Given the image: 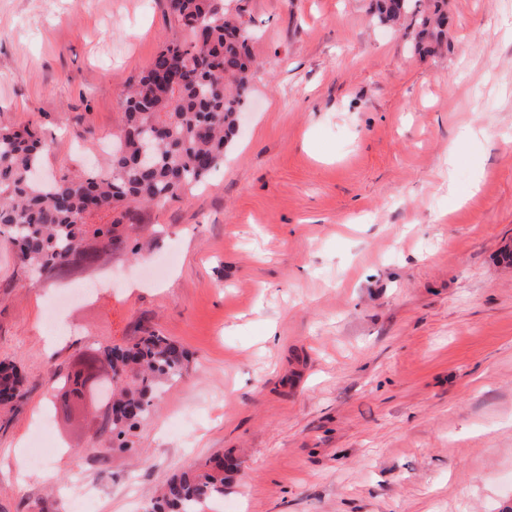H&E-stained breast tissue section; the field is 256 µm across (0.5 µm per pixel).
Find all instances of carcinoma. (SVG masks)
Masks as SVG:
<instances>
[{
  "instance_id": "obj_1",
  "label": "carcinoma",
  "mask_w": 512,
  "mask_h": 512,
  "mask_svg": "<svg viewBox=\"0 0 512 512\" xmlns=\"http://www.w3.org/2000/svg\"><path fill=\"white\" fill-rule=\"evenodd\" d=\"M169 9L190 39L163 48L126 92L122 136L108 170L42 182L36 173L50 145L29 127L0 130V233L16 244L23 264L89 267L109 251L137 253L130 241L139 206L180 198L224 163L253 66L245 22L224 0H169ZM369 12L382 24L411 19L412 49L422 57L448 46V0H371ZM147 150L151 161L137 164ZM99 213L113 215L112 221L89 223ZM91 238L104 239L102 249H91ZM103 355L112 368V413L102 432L113 450L126 452L157 392L183 376L187 354L179 343L151 334L109 346ZM26 398L17 367L0 362V412L15 411ZM227 475L224 456L211 457L169 477L144 512H201L224 497Z\"/></svg>"
}]
</instances>
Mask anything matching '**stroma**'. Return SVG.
Returning <instances> with one entry per match:
<instances>
[{"label": "stroma", "mask_w": 512, "mask_h": 512, "mask_svg": "<svg viewBox=\"0 0 512 512\" xmlns=\"http://www.w3.org/2000/svg\"><path fill=\"white\" fill-rule=\"evenodd\" d=\"M228 2L258 63L239 132L140 212L138 260L36 272L0 234V360L28 390L0 512H143L218 452L238 468L205 512H512V0H448L427 58L369 0ZM185 37L168 0H0V128L48 141L45 178L107 167L126 88ZM149 334L189 364L131 450L104 400L53 416L68 373Z\"/></svg>", "instance_id": "stroma-1"}]
</instances>
